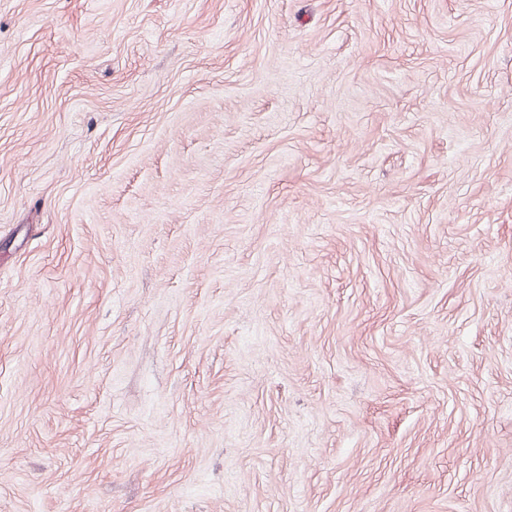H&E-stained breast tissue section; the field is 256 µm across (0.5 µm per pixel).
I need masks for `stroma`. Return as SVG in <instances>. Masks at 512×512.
I'll return each mask as SVG.
<instances>
[{
	"label": "stroma",
	"instance_id": "35a3bbf8",
	"mask_svg": "<svg viewBox=\"0 0 512 512\" xmlns=\"http://www.w3.org/2000/svg\"><path fill=\"white\" fill-rule=\"evenodd\" d=\"M0 512H512V0H0Z\"/></svg>",
	"mask_w": 512,
	"mask_h": 512
}]
</instances>
